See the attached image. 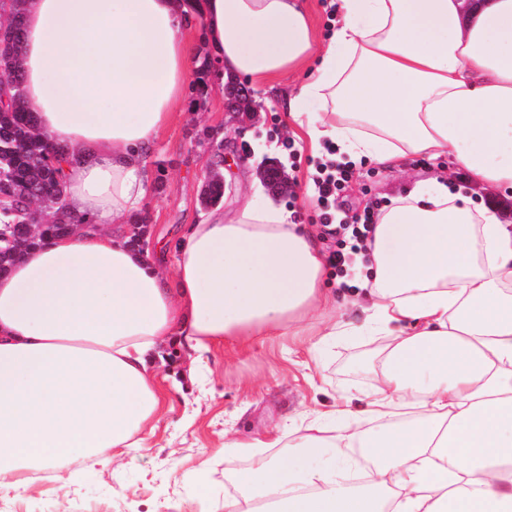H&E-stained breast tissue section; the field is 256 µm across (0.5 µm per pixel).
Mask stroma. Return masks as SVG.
Wrapping results in <instances>:
<instances>
[{
    "label": "stroma",
    "instance_id": "35a3bbf8",
    "mask_svg": "<svg viewBox=\"0 0 512 512\" xmlns=\"http://www.w3.org/2000/svg\"><path fill=\"white\" fill-rule=\"evenodd\" d=\"M283 91L280 80L255 88L260 119L250 127L226 112L223 87L188 95L146 158L150 190L141 215L151 246L203 219L200 199L214 141L224 145L221 175L242 181L265 162L283 169L296 191L275 196V203L290 211L292 223L318 227L315 180L330 144L315 147L299 136L293 149L284 147ZM443 164L420 155L404 170L369 160L352 165L331 210L342 224L366 207H384ZM372 350V338L358 336L337 337L315 357L291 336L227 343L210 353L212 376L200 390L191 380L194 353L168 343L154 357L162 413L148 450L130 454L117 468L84 460L50 472L25 490L1 493L0 512H224L225 499L238 493L235 474L250 466L244 458H225V438L306 426L311 412L327 409L346 389L367 385L363 364Z\"/></svg>",
    "mask_w": 512,
    "mask_h": 512
}]
</instances>
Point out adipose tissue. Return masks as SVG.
<instances>
[{
	"instance_id": "obj_1",
	"label": "adipose tissue",
	"mask_w": 512,
	"mask_h": 512,
	"mask_svg": "<svg viewBox=\"0 0 512 512\" xmlns=\"http://www.w3.org/2000/svg\"><path fill=\"white\" fill-rule=\"evenodd\" d=\"M336 14L325 40L305 0H31L25 103L66 151L67 210L96 230L45 238L0 275L1 491L143 447L162 407L151 359L170 340L201 357L260 336L313 353L382 336L368 388L305 433L225 440L251 466L224 512H512V225L445 174L377 214L348 317L311 236L261 190L180 235L173 272L127 242L145 157L186 100L198 16L216 81L299 79L287 128L335 141L336 161L444 156L512 191V0H336Z\"/></svg>"
}]
</instances>
